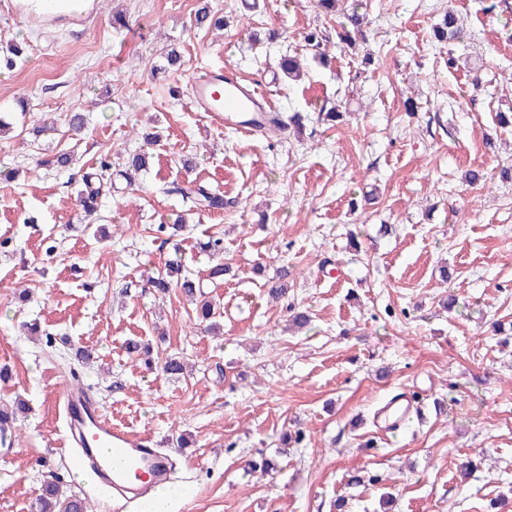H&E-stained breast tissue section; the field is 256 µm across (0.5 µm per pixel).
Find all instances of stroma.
<instances>
[{"label": "stroma", "mask_w": 512, "mask_h": 512, "mask_svg": "<svg viewBox=\"0 0 512 512\" xmlns=\"http://www.w3.org/2000/svg\"><path fill=\"white\" fill-rule=\"evenodd\" d=\"M14 2L0 0V44L25 50L0 74V404L26 411L0 444V512H38L51 480L110 512L62 449L58 393L73 381L173 454L172 512H335L339 498L350 512H489L512 500V127L497 122L512 108V0H340L363 13V37L332 44L326 64L304 36L339 19L313 0H95L50 27ZM204 5L228 27H194ZM448 12L464 34L441 49L433 28ZM285 54L302 80L279 72ZM214 64L270 85L303 129L210 125L190 90ZM332 105L333 126L319 118ZM74 112L88 121L78 135ZM146 132L164 145L131 187L120 172ZM106 151L112 192L90 226L79 175ZM61 154L68 170L52 164ZM190 180L228 207L172 193ZM179 215L183 231L157 235ZM212 235L222 258L198 247ZM176 257L202 281L217 332L179 289L148 286ZM294 309L309 312L306 329L290 328ZM169 355L184 375L160 370ZM402 389L432 410L384 433L371 416ZM263 457L276 472L249 470ZM355 471L371 483L348 485Z\"/></svg>", "instance_id": "1"}]
</instances>
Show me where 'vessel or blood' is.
Segmentation results:
<instances>
[{"label":"vessel or blood","instance_id":"vessel-or-blood-1","mask_svg":"<svg viewBox=\"0 0 512 512\" xmlns=\"http://www.w3.org/2000/svg\"><path fill=\"white\" fill-rule=\"evenodd\" d=\"M194 102L212 124H231L247 135L276 124V108L268 94L241 83L229 70L210 69L198 77ZM59 401L66 425L65 444L83 474L106 489L113 501L125 506L140 503L169 481V457L147 439L113 424L103 406L83 389L64 386ZM415 409L414 400L403 393L378 409L375 419L388 432L399 428Z\"/></svg>","mask_w":512,"mask_h":512}]
</instances>
